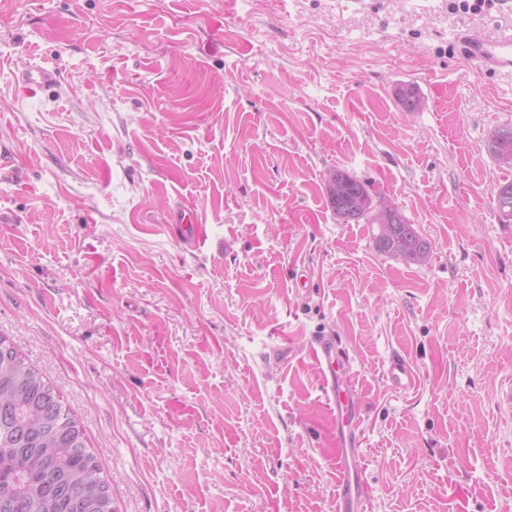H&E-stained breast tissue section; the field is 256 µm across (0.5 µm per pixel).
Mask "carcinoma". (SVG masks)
<instances>
[{
  "label": "carcinoma",
  "mask_w": 512,
  "mask_h": 512,
  "mask_svg": "<svg viewBox=\"0 0 512 512\" xmlns=\"http://www.w3.org/2000/svg\"><path fill=\"white\" fill-rule=\"evenodd\" d=\"M489 153L512 154V126L497 130ZM330 206L345 224L375 226L382 219L370 185L342 170L325 180ZM503 224L512 222V182L493 197ZM387 236L372 233L376 250L416 261L432 251L425 238L399 211L389 216ZM0 512H116L107 481L100 475L85 433L43 377L0 337Z\"/></svg>",
  "instance_id": "obj_1"
}]
</instances>
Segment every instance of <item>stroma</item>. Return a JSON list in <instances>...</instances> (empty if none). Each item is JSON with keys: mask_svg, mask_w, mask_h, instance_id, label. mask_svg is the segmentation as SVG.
<instances>
[{"mask_svg": "<svg viewBox=\"0 0 512 512\" xmlns=\"http://www.w3.org/2000/svg\"><path fill=\"white\" fill-rule=\"evenodd\" d=\"M465 23L512 11L0 0V336L81 422L117 512H336L318 332L354 373L367 512H512V223L492 209L512 170L486 147L512 75L464 59ZM37 66L50 88L22 83ZM334 169L428 261L338 223ZM175 222L177 229V236L183 240L189 247L195 248L200 242V236L193 231H190V228L193 227L189 224L198 223V219L196 218V214L188 208L181 207L175 214ZM385 374L389 386L396 392L407 393L414 386V371L399 354L389 359Z\"/></svg>", "mask_w": 512, "mask_h": 512, "instance_id": "stroma-1", "label": "stroma"}]
</instances>
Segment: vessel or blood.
Masks as SVG:
<instances>
[{"label": "vessel or blood", "instance_id": "vessel-or-blood-1", "mask_svg": "<svg viewBox=\"0 0 512 512\" xmlns=\"http://www.w3.org/2000/svg\"><path fill=\"white\" fill-rule=\"evenodd\" d=\"M456 39L465 58L473 62L479 72L512 73V28L501 30L490 38L479 29L466 26L458 31ZM196 221L191 209L182 207L175 214L177 235L192 248L200 242L199 235L190 229ZM309 347L321 372L322 392L336 419V470L341 476L336 512H365L366 498L355 490L353 449L360 420L354 404L351 366L337 350L332 337H311ZM386 379L391 389L400 393L408 392L415 383L409 363L397 354L388 361Z\"/></svg>", "mask_w": 512, "mask_h": 512}]
</instances>
